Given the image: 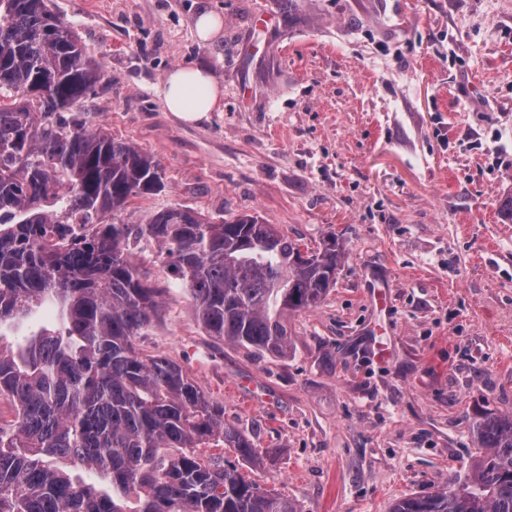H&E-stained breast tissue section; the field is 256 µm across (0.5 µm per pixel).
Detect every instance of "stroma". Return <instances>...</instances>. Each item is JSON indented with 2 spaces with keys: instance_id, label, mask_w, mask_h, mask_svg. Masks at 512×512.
Wrapping results in <instances>:
<instances>
[{
  "instance_id": "35a3bbf8",
  "label": "stroma",
  "mask_w": 512,
  "mask_h": 512,
  "mask_svg": "<svg viewBox=\"0 0 512 512\" xmlns=\"http://www.w3.org/2000/svg\"><path fill=\"white\" fill-rule=\"evenodd\" d=\"M103 66L86 106L158 158L135 200L259 216L345 259L322 304L288 322L287 357L198 325L157 249L139 339L176 361L260 456L244 472L301 512H388L465 478L481 417L512 414V0H50ZM221 15L208 43L198 14ZM223 92L187 125L156 89L181 65Z\"/></svg>"
}]
</instances>
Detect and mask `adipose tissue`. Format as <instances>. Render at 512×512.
Returning a JSON list of instances; mask_svg holds the SVG:
<instances>
[{"instance_id":"obj_1","label":"adipose tissue","mask_w":512,"mask_h":512,"mask_svg":"<svg viewBox=\"0 0 512 512\" xmlns=\"http://www.w3.org/2000/svg\"><path fill=\"white\" fill-rule=\"evenodd\" d=\"M168 112L178 120L196 124L215 111L222 98V90L207 68L180 66L173 69L157 89Z\"/></svg>"}]
</instances>
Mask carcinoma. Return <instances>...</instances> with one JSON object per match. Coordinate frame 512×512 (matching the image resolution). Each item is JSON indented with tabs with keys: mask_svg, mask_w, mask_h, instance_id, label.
Masks as SVG:
<instances>
[{
	"mask_svg": "<svg viewBox=\"0 0 512 512\" xmlns=\"http://www.w3.org/2000/svg\"><path fill=\"white\" fill-rule=\"evenodd\" d=\"M104 77L47 0H0V326L49 311L59 320L16 352L0 345V396L15 408L0 428V512H300L200 452L217 442L257 463L253 441L224 425V405L136 347L161 289L132 250L157 244L207 335L283 357L288 318L336 285L339 237L314 251L255 215L216 222L183 206L124 223L132 199L165 191V175L85 110ZM477 434L485 452L463 481L389 512H512V415L484 418Z\"/></svg>",
	"mask_w": 512,
	"mask_h": 512,
	"instance_id": "carcinoma-1",
	"label": "carcinoma"
}]
</instances>
